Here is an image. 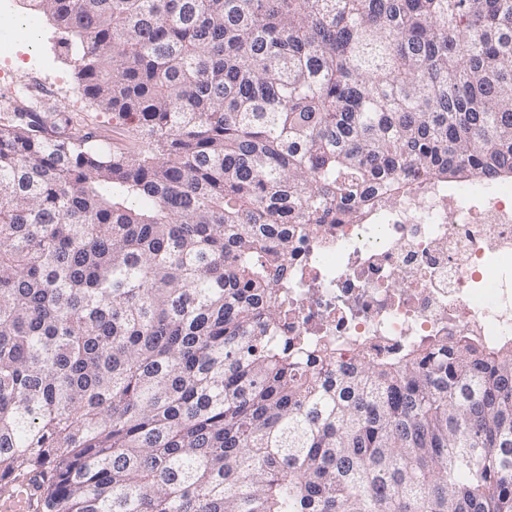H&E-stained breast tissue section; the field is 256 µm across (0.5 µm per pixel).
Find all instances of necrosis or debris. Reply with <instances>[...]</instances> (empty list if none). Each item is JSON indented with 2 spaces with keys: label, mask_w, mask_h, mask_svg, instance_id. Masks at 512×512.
<instances>
[{
  "label": "necrosis or debris",
  "mask_w": 512,
  "mask_h": 512,
  "mask_svg": "<svg viewBox=\"0 0 512 512\" xmlns=\"http://www.w3.org/2000/svg\"><path fill=\"white\" fill-rule=\"evenodd\" d=\"M288 335L383 358L430 338L512 337V175L420 176L314 235L292 224Z\"/></svg>",
  "instance_id": "necrosis-or-debris-1"
}]
</instances>
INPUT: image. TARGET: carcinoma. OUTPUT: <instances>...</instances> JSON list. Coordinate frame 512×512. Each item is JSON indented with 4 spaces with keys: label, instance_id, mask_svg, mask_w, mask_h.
<instances>
[{
    "label": "carcinoma",
    "instance_id": "1",
    "mask_svg": "<svg viewBox=\"0 0 512 512\" xmlns=\"http://www.w3.org/2000/svg\"><path fill=\"white\" fill-rule=\"evenodd\" d=\"M26 2L139 145L0 122V477L41 512H512L511 341H276L288 225L512 175V0Z\"/></svg>",
    "mask_w": 512,
    "mask_h": 512
}]
</instances>
